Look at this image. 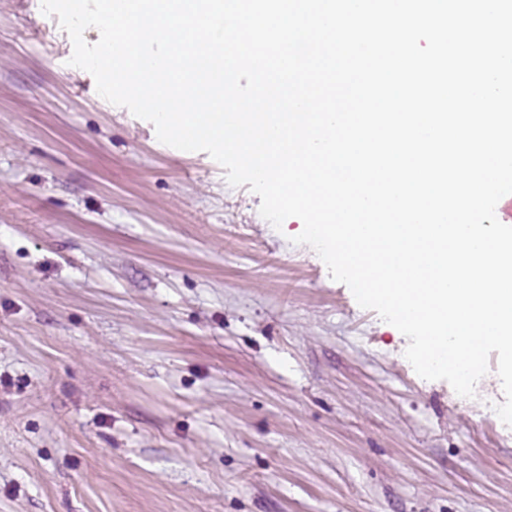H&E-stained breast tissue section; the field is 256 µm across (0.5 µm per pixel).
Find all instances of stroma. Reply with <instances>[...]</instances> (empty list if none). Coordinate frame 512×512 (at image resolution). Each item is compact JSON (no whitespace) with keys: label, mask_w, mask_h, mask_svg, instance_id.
I'll return each instance as SVG.
<instances>
[{"label":"stroma","mask_w":512,"mask_h":512,"mask_svg":"<svg viewBox=\"0 0 512 512\" xmlns=\"http://www.w3.org/2000/svg\"><path fill=\"white\" fill-rule=\"evenodd\" d=\"M0 0V512H512L474 398Z\"/></svg>","instance_id":"obj_1"}]
</instances>
